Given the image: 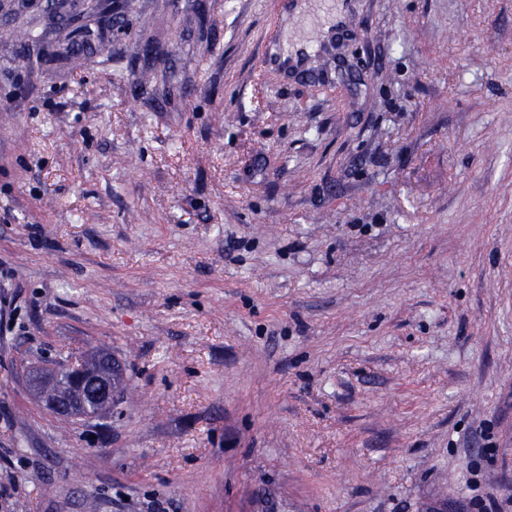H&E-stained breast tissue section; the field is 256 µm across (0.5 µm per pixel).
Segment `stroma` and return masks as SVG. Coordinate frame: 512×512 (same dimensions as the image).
Instances as JSON below:
<instances>
[{"mask_svg": "<svg viewBox=\"0 0 512 512\" xmlns=\"http://www.w3.org/2000/svg\"><path fill=\"white\" fill-rule=\"evenodd\" d=\"M345 2L0 15V512H512V0ZM124 376V365L100 350L37 377L33 391L41 403L61 417H100L112 410Z\"/></svg>", "mask_w": 512, "mask_h": 512, "instance_id": "obj_1", "label": "stroma"}]
</instances>
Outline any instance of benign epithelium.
<instances>
[{
  "mask_svg": "<svg viewBox=\"0 0 512 512\" xmlns=\"http://www.w3.org/2000/svg\"><path fill=\"white\" fill-rule=\"evenodd\" d=\"M99 0H48L53 17L66 23L73 17L95 14L91 21L103 30L112 25V12H98ZM92 30L70 32L66 52L90 45ZM124 365L112 354L100 350L88 354L79 362L63 365L47 376L35 379L36 398L49 410L65 418H92L104 416L120 396Z\"/></svg>",
  "mask_w": 512,
  "mask_h": 512,
  "instance_id": "obj_1",
  "label": "benign epithelium"
}]
</instances>
